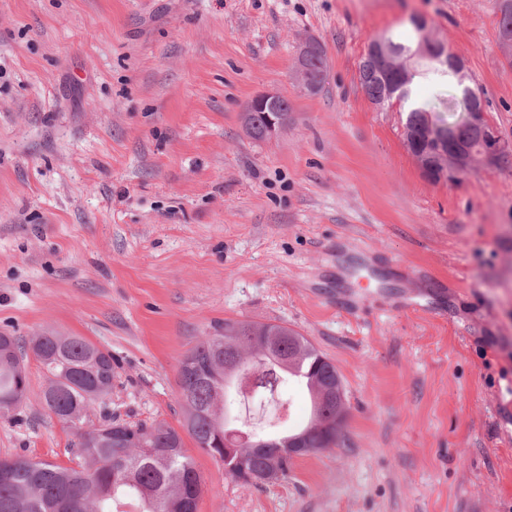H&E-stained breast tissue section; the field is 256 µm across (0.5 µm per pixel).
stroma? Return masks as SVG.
Segmentation results:
<instances>
[{
    "label": "stroma",
    "instance_id": "35a3bbf8",
    "mask_svg": "<svg viewBox=\"0 0 512 512\" xmlns=\"http://www.w3.org/2000/svg\"><path fill=\"white\" fill-rule=\"evenodd\" d=\"M499 3L0 0V333L83 337L112 356L113 415L174 427L179 362L225 320L305 336L344 383L341 441L253 488L185 438L197 512H512V162L428 181L404 106L359 81L374 38L424 17L512 142ZM266 91L291 112L262 142L241 115ZM26 369L0 457L67 463ZM286 394L251 417L287 432L310 404ZM320 49L321 42L312 36L304 38L299 46L295 61V71L301 91L304 93L314 94L318 90V87L311 84L307 79V63L308 77L311 79V81L317 84L320 90H322L326 83L327 63L325 51L322 49L318 55L312 56L313 54L319 52Z\"/></svg>",
    "mask_w": 512,
    "mask_h": 512
}]
</instances>
